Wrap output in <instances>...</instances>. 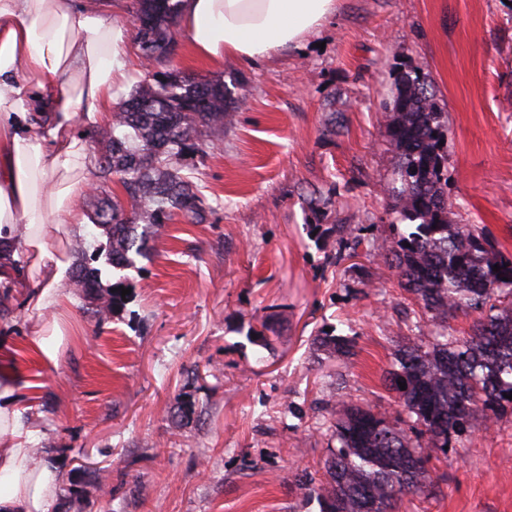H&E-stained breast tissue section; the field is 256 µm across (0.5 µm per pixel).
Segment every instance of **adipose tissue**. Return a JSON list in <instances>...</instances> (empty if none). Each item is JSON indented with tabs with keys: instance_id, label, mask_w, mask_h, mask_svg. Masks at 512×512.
<instances>
[{
	"instance_id": "ef3b65f1",
	"label": "adipose tissue",
	"mask_w": 512,
	"mask_h": 512,
	"mask_svg": "<svg viewBox=\"0 0 512 512\" xmlns=\"http://www.w3.org/2000/svg\"><path fill=\"white\" fill-rule=\"evenodd\" d=\"M336 11V0H182L179 27L187 45L213 65L236 59L255 64L299 44ZM123 25L94 0H0V252H14V221L32 231L31 274L0 266V282L21 291L32 310L61 305L58 290L70 267L50 251V236L79 233L88 218L74 198L78 183L63 182L86 155L77 122L106 125L134 69ZM71 76L79 92L60 89ZM55 198L50 210L41 189ZM22 372L13 355L0 356V512H53L59 477L34 467L21 404Z\"/></svg>"
}]
</instances>
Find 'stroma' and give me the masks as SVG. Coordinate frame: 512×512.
Wrapping results in <instances>:
<instances>
[{"label":"stroma","mask_w":512,"mask_h":512,"mask_svg":"<svg viewBox=\"0 0 512 512\" xmlns=\"http://www.w3.org/2000/svg\"><path fill=\"white\" fill-rule=\"evenodd\" d=\"M443 100L457 220L512 253V4L336 0L300 44L257 65L216 67L177 43L162 70L235 91L224 142L190 162L213 207L159 227L98 322L70 280L57 367L37 383L31 446L57 468L100 469L82 512H321L296 482L336 442L347 406L398 418L381 376L410 337L412 299L384 262L383 192L395 162L383 106L400 70ZM361 238L357 256L346 242ZM354 337L355 356L312 340ZM192 406L190 420L174 418ZM435 490L403 512H512V411L439 454Z\"/></svg>","instance_id":"obj_1"}]
</instances>
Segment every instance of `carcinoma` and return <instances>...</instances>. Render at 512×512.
<instances>
[{
    "label": "carcinoma",
    "mask_w": 512,
    "mask_h": 512,
    "mask_svg": "<svg viewBox=\"0 0 512 512\" xmlns=\"http://www.w3.org/2000/svg\"><path fill=\"white\" fill-rule=\"evenodd\" d=\"M181 0H133L141 58L154 63L176 42ZM235 112L232 91L222 82L179 72L147 73L136 90L97 129L103 193L92 224L108 229L107 263L135 266L159 226L176 218L203 224L212 208L191 176L187 157L222 140ZM388 133L397 162L385 193L398 214L385 262L433 326L398 346L384 382L397 393L404 419L350 405L335 425L338 446L322 476L297 482L322 501V512H396L406 495L435 483V467L420 438L443 448L475 427L512 409V254L482 231L456 222L448 200V113L421 72L397 79L386 104ZM404 229H399V226ZM80 258L73 283L103 317L125 304L118 281L102 293L100 271L91 266L99 250L85 240L72 247ZM500 270H493V266ZM473 317L470 333H449L450 321ZM328 355L354 354L355 339L314 338ZM405 389H400L401 383Z\"/></svg>",
    "instance_id": "cac0c4a2"
}]
</instances>
